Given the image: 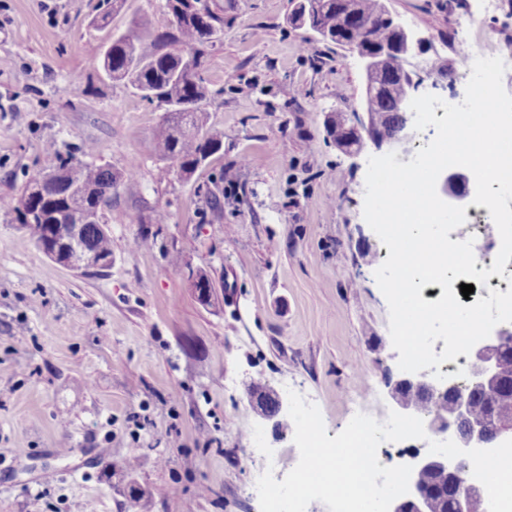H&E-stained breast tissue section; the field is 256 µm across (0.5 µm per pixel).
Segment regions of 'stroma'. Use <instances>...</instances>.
Returning <instances> with one entry per match:
<instances>
[{
	"instance_id": "obj_1",
	"label": "stroma",
	"mask_w": 512,
	"mask_h": 512,
	"mask_svg": "<svg viewBox=\"0 0 512 512\" xmlns=\"http://www.w3.org/2000/svg\"><path fill=\"white\" fill-rule=\"evenodd\" d=\"M90 2L0 0V197L55 150L91 145L94 162L137 169L112 198L101 273L51 261L0 211V512H261L260 462L243 453L253 426L282 473L300 454L252 408L253 384L312 398L331 438L364 384L378 410L396 408L388 382L403 372L374 277L387 253L363 217L369 155L326 132L362 112V65L292 28L289 0H224L202 104L223 149L181 179L154 151L162 109L98 82L87 49L134 14L165 29L162 0H126L107 30ZM384 4L430 41L409 61L425 94L463 92L458 30L490 54L512 39V0ZM195 272L215 285L210 304Z\"/></svg>"
}]
</instances>
